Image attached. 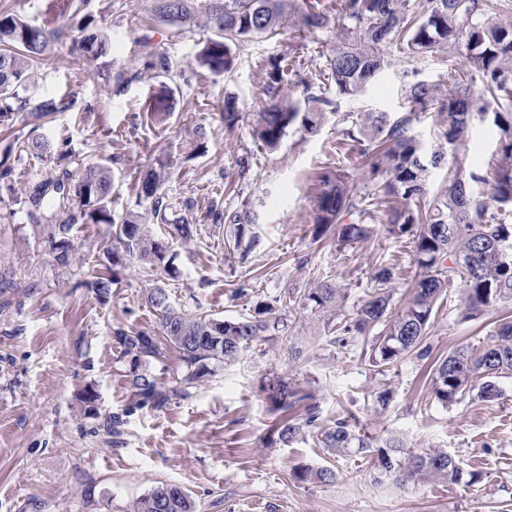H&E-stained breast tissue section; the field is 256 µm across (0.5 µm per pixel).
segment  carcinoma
<instances>
[{"label":"carcinoma","instance_id":"carcinoma-1","mask_svg":"<svg viewBox=\"0 0 512 512\" xmlns=\"http://www.w3.org/2000/svg\"><path fill=\"white\" fill-rule=\"evenodd\" d=\"M77 29L81 36L73 47L90 60L106 57L111 49L108 34L96 18L83 12L88 0H77ZM157 18L184 33L204 22L211 31L195 55L198 67L216 76L234 71L236 50L258 37L272 38L291 24L299 34L323 42L335 38L325 58L336 96L359 97L387 67L391 50L413 59L433 53L462 57L461 66L448 74L446 84L424 81L405 84L408 107L391 116L386 112H339L338 104L314 84L304 87L303 98L282 93L286 78L282 60L273 58L266 67L265 99L253 113V137L268 148L280 144L292 128L318 131L337 116L343 124L339 144L349 150L372 154L368 177L374 182L372 196H363L357 178L344 169L322 173L313 210L314 240L329 234L343 247L365 240L370 225L381 224L395 239L413 238V276L409 298L394 303L395 283L402 271L378 265L371 274V292L354 316L345 312L348 288L334 278L318 277L305 288L291 280L284 284L286 305L310 307L323 315L325 327L343 336H372L362 356L372 367L390 365L419 348L433 324L439 300L455 290L461 296L467 318L512 306V0H155ZM66 36L62 27L27 23L10 10L0 8V125L20 112L40 121L76 105V99H31L18 89L29 79L46 50ZM145 69L156 78L174 74L175 65L165 53L149 51ZM142 72L120 69L106 75L115 93L139 80ZM481 82L474 96V82ZM173 89L161 84L150 106L166 112ZM481 102L474 107L475 102ZM436 113L442 128L440 143L429 149L415 135L420 116ZM492 117L500 130L502 158L486 173L471 169L465 143L475 121ZM224 127L234 129L244 119L236 96L224 98ZM448 167L447 184L428 208L412 206L426 194L431 171ZM169 178L168 163L158 162L138 184V195L150 203V214L131 212L115 222L109 208L112 177L107 167L86 166L76 176L63 169L62 176L31 180L28 216L38 238L49 244L59 267L71 263L69 235L77 224L112 225V247L106 249V271L98 272L86 287L100 300L112 294L111 268L135 261L144 272L156 271L166 279L177 278L178 269L167 246L156 237L148 218L173 224L190 241L196 225L184 217L167 216L162 188ZM483 184L489 192H476ZM357 210L361 224L339 223L342 212ZM212 223L224 227L228 246L239 251L254 246L250 213L228 214L213 205L207 212ZM144 300L160 319L163 337L177 354L181 375L160 381L150 371L161 355L157 339L145 332L124 329L114 339L129 358L132 413L144 408L161 411L177 399L191 396L216 371L237 361L253 345L274 344L288 331L281 311L259 305L238 319L190 315L170 302L168 288L158 281L145 289ZM512 376V317L498 321L491 341L482 349L460 346L448 352L432 369L431 394L449 407L477 397L491 402L502 396L499 380ZM272 410L302 407L300 418L285 417L276 425L278 438L286 443L311 434L323 448L341 455L370 457L376 480L409 482L462 480L461 461L441 448L412 450L396 436L378 443L357 422L338 419L331 427L319 422L313 396L300 385L274 377L265 386ZM100 427L121 434L120 414H97ZM300 478L333 482L337 473L327 467L305 469ZM167 485L154 487L137 499L131 512H196L186 490L172 498L161 496Z\"/></svg>","mask_w":512,"mask_h":512}]
</instances>
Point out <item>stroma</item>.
<instances>
[{"label":"stroma","mask_w":512,"mask_h":512,"mask_svg":"<svg viewBox=\"0 0 512 512\" xmlns=\"http://www.w3.org/2000/svg\"><path fill=\"white\" fill-rule=\"evenodd\" d=\"M30 23L71 26L68 0H6ZM154 0H91L88 10L107 28L113 69L142 66L143 42L192 66L210 31L196 26L184 35L153 12ZM285 57L297 78L289 89L301 98L304 82L335 90L324 72L319 47L286 31L258 39L237 53L228 78L196 69L178 79L170 111L152 122L140 118L159 79L144 74L121 94L112 93L96 64L74 50L71 38L51 46L20 93L34 98L76 95L74 110L55 114L41 127L16 119L20 138L46 143L43 154L9 153L0 138V160L15 169L13 188L0 192V512H129L161 484L183 486L197 512H512V379L500 382L501 399H467L443 407L431 395L430 365L460 345L482 347L498 318L466 320L458 293L441 304L426 339L428 354L409 355L393 366L369 367L364 339L332 342L319 313L290 308L289 336L271 348L254 349L218 369L191 398L161 411L130 416L121 443L99 428L81 396L94 387L99 412L120 413L132 398L129 365L114 340L115 329L161 336L158 315L143 300L148 281L135 262L118 269L108 301H98L83 283L95 272L110 241L106 224L76 225L70 240L74 259L57 267L48 247L34 243L23 200L31 173L59 174L56 157L76 154L73 167L103 164L112 174L114 218L144 212L138 180L159 153L174 163L163 193L176 214L198 226L192 241L169 224L154 225L180 271L168 285L171 303L190 314L235 319L257 303H274L289 278L323 274L349 290V305L365 297L375 266L396 264L409 271L414 245L374 226L370 237L344 248L333 241L312 243L317 176L344 167L336 153L339 125L328 122L309 134L291 130L270 149L251 135L252 114L264 98L270 58ZM456 56L436 53L412 60L394 53L393 63L357 98H343V112L405 111L403 71L434 82L459 67ZM238 99L245 119L225 129L220 114L225 95ZM492 121H475L467 142L471 166L484 171L499 153ZM362 172L366 157L354 158ZM194 206L184 210L183 200ZM249 211L259 243L247 256L224 248V230L206 217L212 201ZM284 377L313 394L323 425L354 415L383 439L394 434L407 446L443 448L479 481L465 483H375L371 459L337 456L316 438L283 443L275 429L265 385ZM391 399L379 407L377 392ZM330 467V483L301 481L304 468ZM90 496H82L84 488Z\"/></svg>","instance_id":"stroma-1"}]
</instances>
